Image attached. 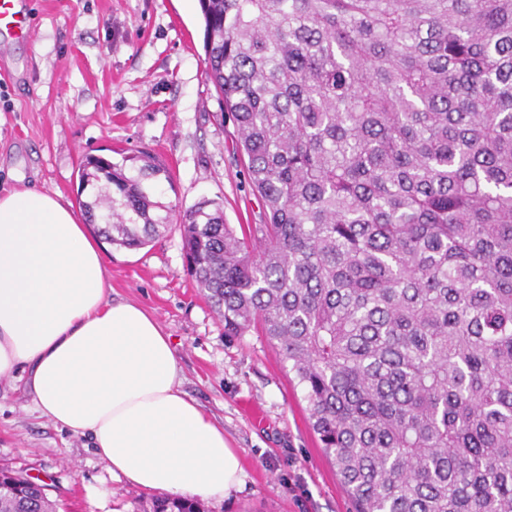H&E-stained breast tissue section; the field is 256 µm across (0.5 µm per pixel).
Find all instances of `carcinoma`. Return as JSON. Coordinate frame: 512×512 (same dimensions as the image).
I'll use <instances>...</instances> for the list:
<instances>
[{
    "label": "carcinoma",
    "instance_id": "1",
    "mask_svg": "<svg viewBox=\"0 0 512 512\" xmlns=\"http://www.w3.org/2000/svg\"><path fill=\"white\" fill-rule=\"evenodd\" d=\"M206 77L262 205L181 218L188 270L304 389L356 512H512V0H199ZM101 156V234H161ZM16 485L0 512H57ZM144 512H203L157 498Z\"/></svg>",
    "mask_w": 512,
    "mask_h": 512
}]
</instances>
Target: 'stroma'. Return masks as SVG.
Masks as SVG:
<instances>
[{
  "mask_svg": "<svg viewBox=\"0 0 512 512\" xmlns=\"http://www.w3.org/2000/svg\"><path fill=\"white\" fill-rule=\"evenodd\" d=\"M30 40L0 31V194L30 186L62 202L88 154L145 179L153 216L169 217L148 246L107 245L112 297L154 313L169 334L181 388L242 452L240 491L205 512H354L314 434L302 386L259 331L228 336L195 287L180 212L213 200L228 224H254L260 205L232 149L235 128L205 76L204 22L184 0H32ZM42 480L58 512H143L152 494L113 478L89 438L29 407L21 382L0 378V467Z\"/></svg>",
  "mask_w": 512,
  "mask_h": 512,
  "instance_id": "35a3bbf8",
  "label": "stroma"
}]
</instances>
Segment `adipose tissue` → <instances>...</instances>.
Listing matches in <instances>:
<instances>
[{
	"instance_id": "obj_1",
	"label": "adipose tissue",
	"mask_w": 512,
	"mask_h": 512,
	"mask_svg": "<svg viewBox=\"0 0 512 512\" xmlns=\"http://www.w3.org/2000/svg\"><path fill=\"white\" fill-rule=\"evenodd\" d=\"M104 246L56 195H0V378L21 377L31 408L88 437L129 486L224 499L242 482L224 428L180 388L169 335L110 296Z\"/></svg>"
}]
</instances>
